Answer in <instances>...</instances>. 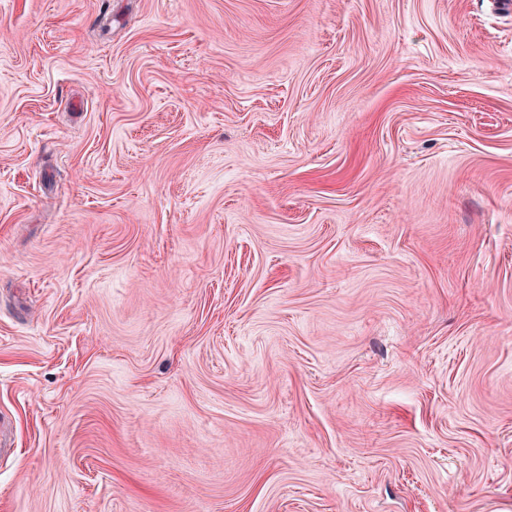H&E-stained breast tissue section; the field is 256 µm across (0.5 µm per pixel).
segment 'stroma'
<instances>
[{"instance_id": "stroma-1", "label": "stroma", "mask_w": 512, "mask_h": 512, "mask_svg": "<svg viewBox=\"0 0 512 512\" xmlns=\"http://www.w3.org/2000/svg\"><path fill=\"white\" fill-rule=\"evenodd\" d=\"M0 512H512V16L0 0Z\"/></svg>"}]
</instances>
